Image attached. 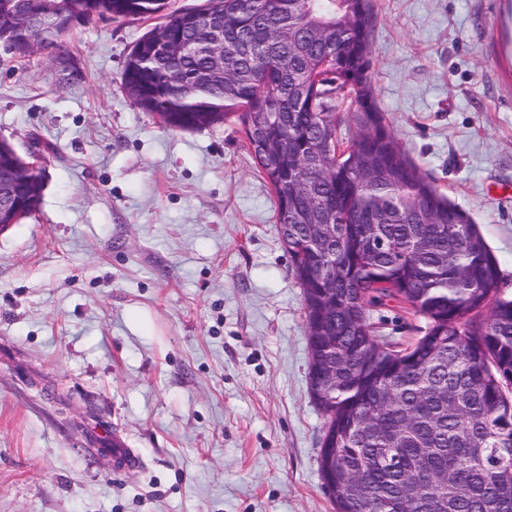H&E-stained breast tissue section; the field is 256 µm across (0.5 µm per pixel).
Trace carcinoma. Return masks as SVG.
Segmentation results:
<instances>
[{
  "mask_svg": "<svg viewBox=\"0 0 512 512\" xmlns=\"http://www.w3.org/2000/svg\"><path fill=\"white\" fill-rule=\"evenodd\" d=\"M42 0H0V41ZM151 17L169 0H60ZM130 51L123 88L171 130L241 126L303 289L309 386L336 463V512H512V298L465 211L407 155L375 102L373 0H206ZM224 27V56L204 50ZM348 103L347 115L337 112ZM347 127L344 133L341 127ZM311 224L334 231L315 241ZM424 321L411 352L372 308ZM336 341L325 349L323 337ZM448 474V486L418 491Z\"/></svg>",
  "mask_w": 512,
  "mask_h": 512,
  "instance_id": "cac0c4a2",
  "label": "carcinoma"
}]
</instances>
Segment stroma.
Returning a JSON list of instances; mask_svg holds the SVG:
<instances>
[{
  "label": "stroma",
  "mask_w": 512,
  "mask_h": 512,
  "mask_svg": "<svg viewBox=\"0 0 512 512\" xmlns=\"http://www.w3.org/2000/svg\"><path fill=\"white\" fill-rule=\"evenodd\" d=\"M374 5L377 105L510 298L512 0ZM161 23L100 16L21 61L0 42V138L47 156L39 212L0 233V512H334L272 190L238 124L172 131L122 88ZM371 320L397 344L423 324Z\"/></svg>",
  "instance_id": "1"
}]
</instances>
